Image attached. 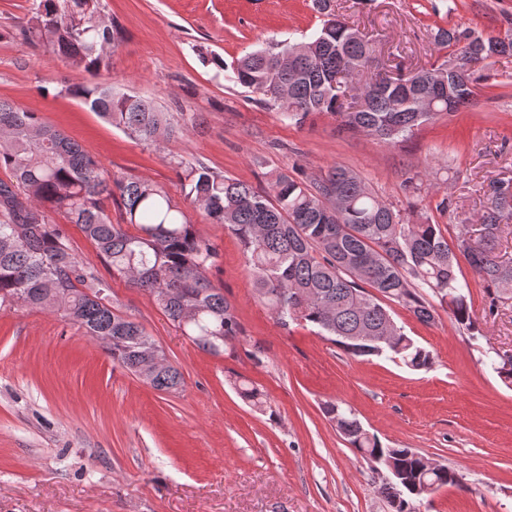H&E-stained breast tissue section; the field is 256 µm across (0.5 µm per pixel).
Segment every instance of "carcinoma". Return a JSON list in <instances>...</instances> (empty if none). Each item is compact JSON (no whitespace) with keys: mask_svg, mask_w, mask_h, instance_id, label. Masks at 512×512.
<instances>
[{"mask_svg":"<svg viewBox=\"0 0 512 512\" xmlns=\"http://www.w3.org/2000/svg\"><path fill=\"white\" fill-rule=\"evenodd\" d=\"M331 0H315L325 20L308 42L250 52L233 65L237 83L300 124L312 113L337 116L340 127L398 143L424 121L448 113V100L431 112H413L402 96L419 94L425 80L447 70L433 64L394 79L388 92L380 81L361 86L353 79L368 69L373 48L348 22L331 12ZM115 25L102 14L100 0H33L23 36L34 47L56 53L90 75L109 66L116 47ZM434 42L456 55L454 82L470 103L472 68L512 54L500 37L439 28ZM363 102L342 111L346 92ZM62 92L79 99L130 137L158 145L182 136L151 102L118 93L112 85L89 81ZM185 194L192 205L227 228L241 243L254 276L255 291L282 324H309L353 356L400 360L427 370L433 357L402 332L383 301L408 309L422 324L435 322L436 306H447L458 327L476 341L482 331L471 313V293L459 278L465 261L482 282L489 315L512 299V261L501 260L498 241L512 225V178L492 182L482 234L463 246L460 234L448 240L441 225L411 221L381 200L357 173L333 166L309 179L274 172L269 191L260 193L207 167L180 162ZM0 306L16 305L58 313L97 340L112 362L143 378L154 389L175 393L184 381L172 364H154L160 346L144 327L112 305L109 284L72 252L64 229L48 213L62 214L95 245L112 274L148 292L157 306L199 348L219 354L243 333L224 291L208 277L218 253L184 210L162 187L145 179L114 178L100 160L35 112L0 100ZM119 197L121 224L112 223L106 202ZM137 227L130 234L123 224ZM493 371L512 384V353L487 356ZM240 397L256 407L263 394L248 381L235 383ZM326 414L336 429L372 467L402 469L421 492L401 484L380 486L393 512H416L414 503L444 485H462L457 470L435 464L411 448H395L371 434L350 409L330 402Z\"/></svg>","mask_w":512,"mask_h":512,"instance_id":"cac0c4a2","label":"carcinoma"}]
</instances>
